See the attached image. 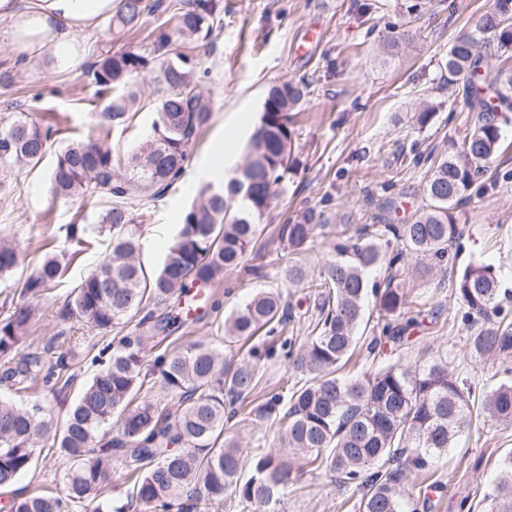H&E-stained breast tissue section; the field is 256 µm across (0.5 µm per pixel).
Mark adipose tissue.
I'll use <instances>...</instances> for the list:
<instances>
[{"instance_id": "obj_1", "label": "adipose tissue", "mask_w": 512, "mask_h": 512, "mask_svg": "<svg viewBox=\"0 0 512 512\" xmlns=\"http://www.w3.org/2000/svg\"><path fill=\"white\" fill-rule=\"evenodd\" d=\"M119 0H0V23L9 25L12 45L21 49L75 46L78 33L112 17Z\"/></svg>"}]
</instances>
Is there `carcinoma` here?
Listing matches in <instances>:
<instances>
[{"instance_id": "cac0c4a2", "label": "carcinoma", "mask_w": 512, "mask_h": 512, "mask_svg": "<svg viewBox=\"0 0 512 512\" xmlns=\"http://www.w3.org/2000/svg\"><path fill=\"white\" fill-rule=\"evenodd\" d=\"M161 7L159 0H120L108 28L128 33ZM216 17L198 0L183 12L177 28L160 31L150 47L106 55L88 73L101 93H112L103 118L118 126L140 106L138 80L151 76L160 93L152 133L127 153V174H116L112 149L97 139L68 144L50 173L52 193L63 199L112 197L98 233L109 235L103 258L74 287L59 311L63 322H81L100 333L117 332L94 357L97 369L83 384L64 416L45 399L28 407L0 400V488H9L36 463V443L52 438L69 462L63 491L46 489L3 496L6 512H195L199 503L220 506L234 495L243 512H271L296 483L304 467L336 476L339 486L360 492L355 512H405L403 479L434 476L435 464L479 418L512 424V289L503 287L494 266L471 262L450 282L468 325L474 357L490 361L497 385L479 390L448 370V359L411 366L383 358L360 376L339 371L365 346L370 354L396 350L418 325L422 303L412 299L407 263L423 265L445 282L448 263L460 249L461 228L454 210L500 150L503 129L512 125V65L494 75L486 67L484 42L472 34L456 38L441 61L440 79L461 85L471 129L453 150L429 166L425 205L410 224H369L354 235L336 237L333 255L313 279L296 256L311 242L322 219L304 211L283 225L287 242L285 279L316 289L318 315L309 336H287L288 309L278 287L256 293L219 325L224 338L250 341L260 332L277 340L252 345L231 366L216 346L199 340L158 352L143 371L144 345H161L179 313L203 305L217 311L209 289L226 270L243 266L261 232L272 187L288 177L293 112L300 109L310 82L284 81L266 91L259 121L243 163L222 186L209 185L183 212L174 243L157 269L139 258L138 238L128 200L160 199L184 175L190 146L210 115L192 91L196 63L181 50L187 36L207 37ZM476 30L496 40L503 62L512 60V0H493ZM405 27L384 40L390 52L412 42ZM55 130L18 119L0 130V162L36 167ZM19 247L0 240V276L19 265ZM63 266L47 255L20 281L32 298L56 287ZM33 309L14 308L0 320V386L16 390L42 385L55 391L69 369V353L50 360L38 352L13 356L29 328ZM292 376L263 394L253 411L286 422L279 447L248 452L224 428L238 405L259 385L261 361L277 351ZM167 398L169 402L161 403ZM116 436L104 441L105 428ZM119 457L132 485L127 503L101 500L112 457ZM482 512H512V453L479 500Z\"/></svg>"}]
</instances>
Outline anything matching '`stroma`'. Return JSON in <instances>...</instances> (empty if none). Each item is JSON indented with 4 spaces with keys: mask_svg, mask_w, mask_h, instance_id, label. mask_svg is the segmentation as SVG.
<instances>
[{
    "mask_svg": "<svg viewBox=\"0 0 512 512\" xmlns=\"http://www.w3.org/2000/svg\"><path fill=\"white\" fill-rule=\"evenodd\" d=\"M161 9L148 16L136 34L112 36L99 22L81 36L75 59L32 49H13L0 30V128L17 119L48 122L57 133L39 165L18 169L0 164V238L18 242L22 264L15 274L0 277V319L21 304L17 282L28 276L46 251H53L66 272L61 284L32 300L28 332L18 351H26L65 333L70 347L74 383L63 387L54 401L64 410L78 396L81 383L96 370L91 358L105 344L102 335H78L76 327L60 321L58 311L67 295L95 266L107 247L105 238L68 243L66 224H98L109 207L108 198L63 201L51 192L49 175L61 150L71 142L97 136L105 105L85 66L117 51L147 47L157 27L174 28L179 15L195 0H160ZM222 26L210 37L187 48L197 63L194 90L211 101L208 122L199 130L182 179L164 198L135 207L130 226L140 241L146 266L160 262L182 222L184 208L207 181L200 170L215 146L224 150V168L241 162L247 140L261 111L267 88L284 80L308 79L311 93L294 124L291 158L294 167L285 184L276 186L247 265L260 268L257 276L224 274L213 288L222 303L219 316L180 323L171 346L209 338L229 360L242 358L240 343H228L217 330V319L228 316L255 292L283 285V245L276 231L306 209L322 212L327 226L309 244L304 256L311 276H318L330 259L336 233L354 226L386 221L411 223L425 203L423 185L428 163L413 164L414 152L440 157L451 141L461 139L472 115L458 93L440 85L439 63L453 40L475 30L491 0H430L422 17L411 21L418 36L395 58L381 44L387 22L399 21L400 0H208ZM143 107L133 118L110 131L113 154L122 156L152 132L156 87L144 81ZM436 105L434 119L418 128L414 115L426 103ZM506 151L476 180L467 202L456 209L464 227L462 249L455 265L480 260L501 268L505 287L512 289V126L503 131ZM395 210L383 212L385 199ZM410 284L428 310L409 344L398 349L403 362L423 365L447 356L455 375L484 387L487 365L472 357L462 309L450 289L435 281L411 277ZM243 404L232 422V433L249 451H265L278 441L277 420L251 414ZM512 450V427L479 425L466 432L436 476L447 490L435 512H459L464 488L496 473L501 457ZM36 469L22 474L16 490L31 491L43 484L61 487L66 463L50 442L38 443ZM279 512H353L347 494L331 475L306 473Z\"/></svg>",
    "mask_w": 512,
    "mask_h": 512,
    "instance_id": "stroma-1",
    "label": "stroma"
}]
</instances>
